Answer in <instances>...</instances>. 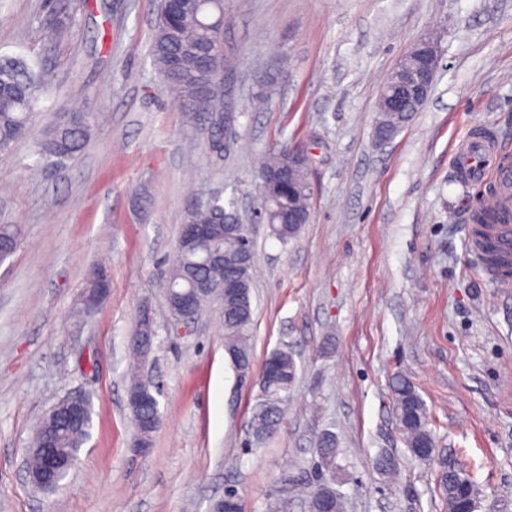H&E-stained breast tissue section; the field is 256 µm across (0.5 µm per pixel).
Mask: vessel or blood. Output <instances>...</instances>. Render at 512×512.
Returning a JSON list of instances; mask_svg holds the SVG:
<instances>
[{
	"mask_svg": "<svg viewBox=\"0 0 512 512\" xmlns=\"http://www.w3.org/2000/svg\"><path fill=\"white\" fill-rule=\"evenodd\" d=\"M453 167L468 181L490 186L482 202L504 221L471 225L470 251L489 281L499 288H512V162L501 159L494 141L476 132L464 138L454 152Z\"/></svg>",
	"mask_w": 512,
	"mask_h": 512,
	"instance_id": "1",
	"label": "vessel or blood"
}]
</instances>
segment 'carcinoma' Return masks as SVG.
<instances>
[{"label": "carcinoma", "instance_id": "cac0c4a2", "mask_svg": "<svg viewBox=\"0 0 512 512\" xmlns=\"http://www.w3.org/2000/svg\"><path fill=\"white\" fill-rule=\"evenodd\" d=\"M224 0H159L154 34L150 43L153 65L163 80V90L177 103L180 110L195 119L211 112L224 111V97L220 88V76L227 64L224 57L222 30ZM68 6L62 0H52L41 24L43 29L63 36L68 29ZM45 80L41 71L20 59L0 60V148L8 153L13 145L31 135L30 114ZM62 115L38 142L40 155L57 160L73 159L83 151L89 126L84 118L65 115L67 106L59 108ZM303 154L299 149L286 146L269 154L262 163L259 176L277 172H290L289 191L273 197L258 195V210L264 212L272 237L283 244L296 239L302 229L300 224L279 223V213L293 207L308 212L310 186L307 181V163L295 158ZM238 219L233 202H224L214 190L200 187L190 192L189 203L183 212L182 223L206 224L212 229V237L200 242L192 251L174 248L165 271L168 286L175 289L168 311L175 309V298L192 287L189 273L219 282L240 278L244 282V294L237 301L216 303V310L224 327V349L232 355L231 365L239 370L245 365L253 369L251 337L253 326L252 290L255 258L248 260L240 271L231 267H213L204 261V254L216 244L226 251L239 247L237 240L224 235V223ZM21 230L15 224H0V252L10 256L17 248ZM110 285L101 267L89 270L86 280L85 302L94 304L99 290ZM133 333L140 337L130 343L136 359L130 373L129 386L144 384L139 375V365L145 362L141 356L150 341L142 337L139 326ZM297 365L292 352L286 348L273 351L262 364L258 373L259 399L249 421L254 440L267 438L284 419L288 394L296 381ZM393 402L404 442L410 456L420 462L438 468L437 486L447 510L454 508L458 492H464L471 503H476V484L455 463L434 448L435 437L428 428V410L415 386L403 376L393 385ZM93 405L87 403L85 421L74 427L62 419L44 418L37 427L31 447L40 448L48 438L57 447L69 448L77 453L90 435ZM337 448L335 438L329 434L321 437L316 448L315 477L317 485L311 494L309 512H322L325 501L332 503V512H344V496L334 487Z\"/></svg>", "mask_w": 512, "mask_h": 512}]
</instances>
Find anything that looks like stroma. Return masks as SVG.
<instances>
[{"label":"stroma","mask_w":512,"mask_h":512,"mask_svg":"<svg viewBox=\"0 0 512 512\" xmlns=\"http://www.w3.org/2000/svg\"><path fill=\"white\" fill-rule=\"evenodd\" d=\"M70 5L57 42L39 23L44 0H0V59L46 74L33 137L0 156V224L21 228L0 263V512H211L229 490L240 512H308L326 433L348 512H447L431 466L403 441L399 375L425 401L438 448L478 485L477 512H512V289L469 254L481 190L450 164L476 128L512 156V0H224L235 120L219 153L151 64L157 0ZM430 33L440 58L429 98L378 144L380 87ZM62 103L89 118L74 160L37 151ZM286 143L308 153L311 218L285 246L251 227V347L258 365L289 349L297 381L287 419L252 444L258 386L239 382L214 311L177 330L164 271L187 180L223 187L250 218L260 162ZM97 265L110 289L86 307ZM145 305L160 421L139 454L126 394ZM73 392L93 400L90 436L61 485L38 491L26 479L29 440ZM383 452L399 462L394 477L375 465Z\"/></svg>","instance_id":"35a3bbf8"}]
</instances>
